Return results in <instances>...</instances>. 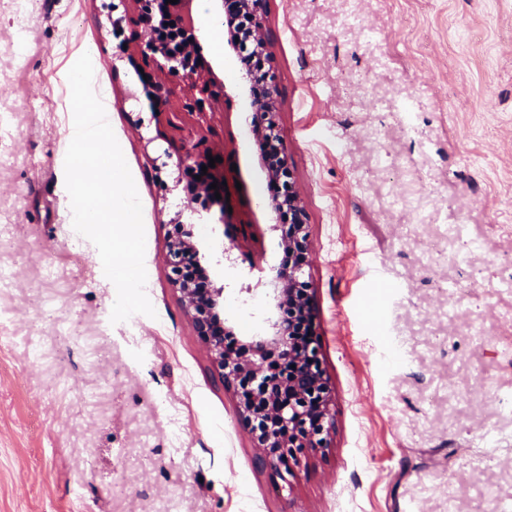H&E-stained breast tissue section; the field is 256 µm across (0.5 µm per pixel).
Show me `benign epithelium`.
I'll list each match as a JSON object with an SVG mask.
<instances>
[{
	"label": "benign epithelium",
	"mask_w": 512,
	"mask_h": 512,
	"mask_svg": "<svg viewBox=\"0 0 512 512\" xmlns=\"http://www.w3.org/2000/svg\"><path fill=\"white\" fill-rule=\"evenodd\" d=\"M142 13L137 20L144 35L140 51L153 65V77L142 84V90L154 111L169 103L174 88L188 87L186 107L190 112L202 113L211 102L224 95V81L216 76L211 64L203 56L201 30L190 19L171 10L166 0H143ZM240 10L247 14L251 26L242 34L233 19H225L227 45L236 49L243 39L250 40L256 50L267 53L263 35L267 18V0H236ZM240 81L248 92L250 106L254 107L251 133L270 142L271 149L263 157L268 177L277 180L290 170L288 149L275 133L274 114L279 105L275 86L256 83L250 72L241 74ZM206 136L197 134L189 141L175 167L178 176L175 185L182 183V174L207 166V178L200 181L196 191L210 192L216 180L208 162L201 158L200 149ZM195 198L177 212L176 223L181 233L167 243V261L173 274L172 283L181 293L193 325L208 346L218 368V379L226 386H241L246 377L263 379L267 387L265 401L259 407L244 404L242 414L251 423L262 420L264 432L258 435L260 448L268 460L282 463L288 460L290 448H322V434L330 428V388L312 347L315 336L314 311L303 280L310 244L307 216L301 199L288 181L286 193L270 202L274 214L288 209L293 219L288 229L287 248L294 256L288 265L276 266L266 282L265 293L273 302V310L266 318L262 336L250 337L254 357L243 359L224 346V300L232 289L226 283L211 280L202 265L204 255L195 240L194 227L205 224L209 216L193 206ZM278 356L288 365L285 376H275L268 370L270 358Z\"/></svg>",
	"instance_id": "benign-epithelium-1"
}]
</instances>
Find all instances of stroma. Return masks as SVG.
<instances>
[{
  "instance_id": "1",
  "label": "stroma",
  "mask_w": 512,
  "mask_h": 512,
  "mask_svg": "<svg viewBox=\"0 0 512 512\" xmlns=\"http://www.w3.org/2000/svg\"><path fill=\"white\" fill-rule=\"evenodd\" d=\"M227 95L168 112L129 92L146 65L134 0H0V512H502L512 504V0H268L266 68L307 214L316 347L332 387L324 448L260 460L171 284L185 199L159 151L200 132L229 199L202 253L228 245L265 281L285 259L275 192L248 133L242 67L215 0H193ZM122 18L120 28L112 21ZM143 206L145 292L117 324L98 251L70 232L67 74L82 54ZM478 241L456 256L458 230ZM63 317L45 328L43 312ZM263 290L227 303L245 345Z\"/></svg>"
}]
</instances>
